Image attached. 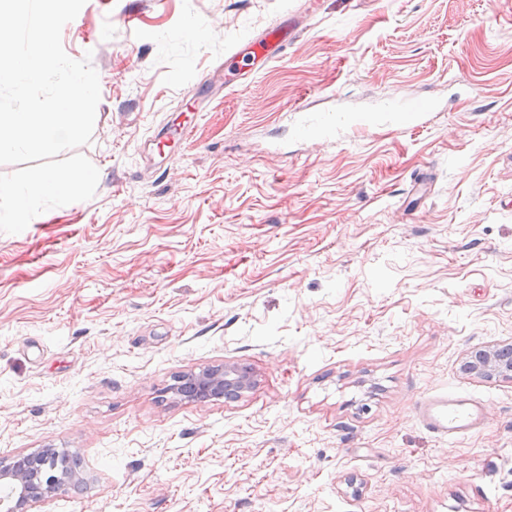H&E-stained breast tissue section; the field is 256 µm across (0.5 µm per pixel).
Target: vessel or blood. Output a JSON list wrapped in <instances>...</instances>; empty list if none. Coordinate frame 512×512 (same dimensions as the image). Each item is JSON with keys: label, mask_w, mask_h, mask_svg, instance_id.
<instances>
[{"label": "vessel or blood", "mask_w": 512, "mask_h": 512, "mask_svg": "<svg viewBox=\"0 0 512 512\" xmlns=\"http://www.w3.org/2000/svg\"><path fill=\"white\" fill-rule=\"evenodd\" d=\"M302 30L299 19L290 12L284 13L278 23L263 29L251 37L250 44L255 53L266 60L276 59L285 51L286 45ZM434 105L419 99L402 110L389 113L388 124L404 130L432 112ZM296 119V132L305 140H324L345 131L347 138L356 139L366 130L365 118L359 114L336 115L332 112L311 113L304 100H297L292 107ZM420 414L426 428L441 439L478 430L482 426L484 413L481 403L455 394L433 397L420 406Z\"/></svg>", "instance_id": "b4317fda"}]
</instances>
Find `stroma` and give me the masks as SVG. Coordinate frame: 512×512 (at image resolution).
Masks as SVG:
<instances>
[{
  "label": "stroma",
  "mask_w": 512,
  "mask_h": 512,
  "mask_svg": "<svg viewBox=\"0 0 512 512\" xmlns=\"http://www.w3.org/2000/svg\"><path fill=\"white\" fill-rule=\"evenodd\" d=\"M287 9L279 59L235 57ZM61 38L100 101L35 165L99 180L0 223V459L66 450L88 485L35 512H512V382L460 370L512 337V0H86ZM382 95L438 109L322 144L283 119ZM227 359L238 400L174 392ZM448 393L481 430L421 424ZM420 414L426 428L440 439H451L481 428V403L452 393L425 400Z\"/></svg>",
  "instance_id": "stroma-1"
}]
</instances>
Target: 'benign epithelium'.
Wrapping results in <instances>:
<instances>
[{"label": "benign epithelium", "mask_w": 512, "mask_h": 512, "mask_svg": "<svg viewBox=\"0 0 512 512\" xmlns=\"http://www.w3.org/2000/svg\"><path fill=\"white\" fill-rule=\"evenodd\" d=\"M462 366L467 374L486 382H512V338L466 351ZM182 383L188 398L205 396L232 400L253 388L255 377L247 366L229 359L220 366L185 373ZM52 453L53 449L42 448L17 455L8 462L0 461V512H33L35 507L53 501L60 493L84 486L86 478L75 468L60 470L50 480L34 484L38 459Z\"/></svg>", "instance_id": "1"}]
</instances>
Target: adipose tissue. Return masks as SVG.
Segmentation results:
<instances>
[{"label":"adipose tissue","instance_id":"obj_1","mask_svg":"<svg viewBox=\"0 0 512 512\" xmlns=\"http://www.w3.org/2000/svg\"><path fill=\"white\" fill-rule=\"evenodd\" d=\"M96 180L97 174L91 170L36 169L21 183L0 182V198L8 200L17 213L24 214L42 198H65L76 188L92 186Z\"/></svg>","mask_w":512,"mask_h":512}]
</instances>
